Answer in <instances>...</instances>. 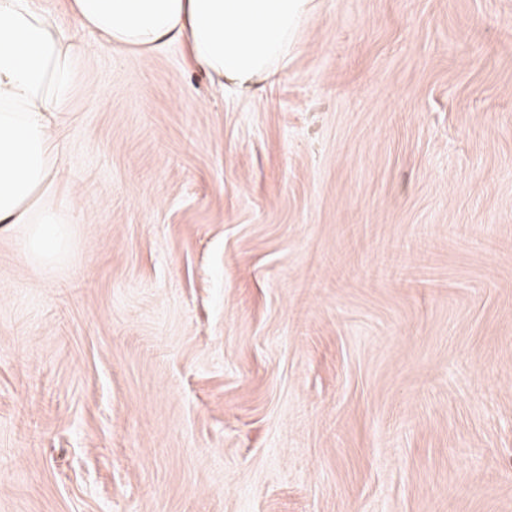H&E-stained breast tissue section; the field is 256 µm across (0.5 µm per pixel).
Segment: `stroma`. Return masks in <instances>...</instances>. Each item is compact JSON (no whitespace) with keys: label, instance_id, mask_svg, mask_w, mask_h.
<instances>
[{"label":"stroma","instance_id":"stroma-1","mask_svg":"<svg viewBox=\"0 0 512 512\" xmlns=\"http://www.w3.org/2000/svg\"><path fill=\"white\" fill-rule=\"evenodd\" d=\"M41 2L76 221L0 233V512H512V0H317L249 97Z\"/></svg>","mask_w":512,"mask_h":512}]
</instances>
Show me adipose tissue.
I'll list each match as a JSON object with an SVG mask.
<instances>
[{
    "label": "adipose tissue",
    "mask_w": 512,
    "mask_h": 512,
    "mask_svg": "<svg viewBox=\"0 0 512 512\" xmlns=\"http://www.w3.org/2000/svg\"><path fill=\"white\" fill-rule=\"evenodd\" d=\"M313 0H68L80 29L117 48L177 44L219 83L254 93L278 73ZM82 64L41 0H0V232L26 227L25 251L43 265L64 246L71 207L53 200L58 126Z\"/></svg>",
    "instance_id": "obj_1"
}]
</instances>
